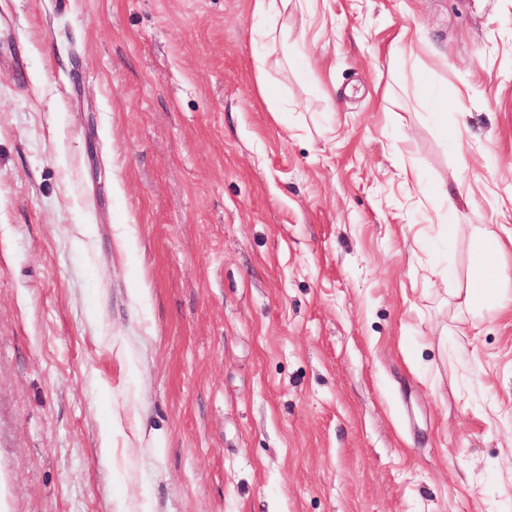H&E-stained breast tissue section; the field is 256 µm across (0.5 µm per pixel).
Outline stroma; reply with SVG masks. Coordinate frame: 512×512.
<instances>
[{
    "mask_svg": "<svg viewBox=\"0 0 512 512\" xmlns=\"http://www.w3.org/2000/svg\"><path fill=\"white\" fill-rule=\"evenodd\" d=\"M287 23L0 0V512H512V0ZM476 245L478 265L469 275L464 288H458L464 293V303L469 308L481 309L494 298L502 299V288L485 269L484 261L488 259L500 260L505 256L504 244L501 238L492 230L474 228L471 231Z\"/></svg>",
    "mask_w": 512,
    "mask_h": 512,
    "instance_id": "1",
    "label": "stroma"
}]
</instances>
